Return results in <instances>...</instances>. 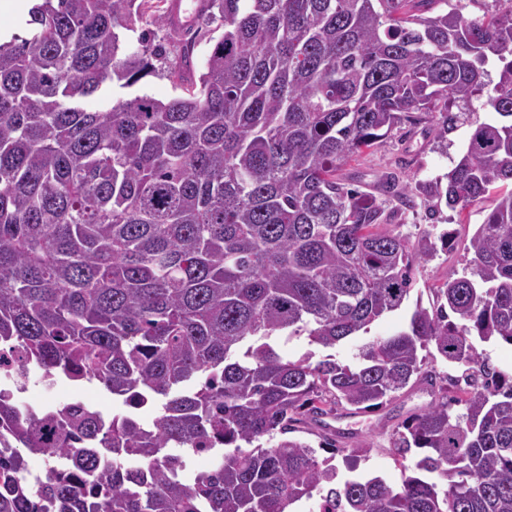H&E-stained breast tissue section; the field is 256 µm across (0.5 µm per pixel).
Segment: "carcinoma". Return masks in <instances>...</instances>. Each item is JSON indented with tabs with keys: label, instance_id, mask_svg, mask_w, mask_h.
I'll return each instance as SVG.
<instances>
[{
	"label": "carcinoma",
	"instance_id": "obj_1",
	"mask_svg": "<svg viewBox=\"0 0 512 512\" xmlns=\"http://www.w3.org/2000/svg\"><path fill=\"white\" fill-rule=\"evenodd\" d=\"M207 2L197 25L220 18L224 33L196 80L194 42H182L169 74L183 94L167 102L133 92L87 108L167 59L145 33L136 49L121 39L138 0H40L27 36L0 44V350L14 356L12 382L37 368L96 381L125 406L161 401L146 425L128 410L37 414L0 393V512H294L317 491L320 512H512V384L475 345H512V190L475 230L473 267L354 362L279 348L368 333L402 308L414 261L437 256L431 232L402 235L394 209L336 177L349 157L427 112L439 145L472 127L448 173L415 187L431 212L512 183V10ZM476 100L499 119L470 121ZM433 349L467 367L466 386L439 387L398 426L401 484L332 485L331 458L368 445H336L322 417L382 406L425 379ZM313 425L319 448L289 437ZM175 448L216 463L186 477ZM32 457L65 464L32 483Z\"/></svg>",
	"mask_w": 512,
	"mask_h": 512
}]
</instances>
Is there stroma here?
Here are the masks:
<instances>
[{"label": "stroma", "instance_id": "obj_1", "mask_svg": "<svg viewBox=\"0 0 512 512\" xmlns=\"http://www.w3.org/2000/svg\"><path fill=\"white\" fill-rule=\"evenodd\" d=\"M429 126L430 118L424 114L402 124L383 146L347 160L339 168V176L355 180L370 197L397 206V198L385 187V177H392L397 187L404 188L444 175L464 148L468 126L449 133L448 148L444 151L433 141ZM493 205V199L488 198L461 213L445 207L434 219L427 202L415 197L413 207L404 209L397 219L400 232L410 237L424 231L436 236L443 234L447 244L440 247L434 260L414 264L413 288L404 310L377 320L370 328L371 335L393 334L416 305L432 303L434 288L453 274L472 267L474 254L469 247L470 238ZM431 400L427 385L419 383L382 407L360 413L343 411L331 425L340 434V444H348L355 437L369 443L368 452L357 462L359 473L376 475L396 484L401 480V468L392 455V436L399 423L425 408Z\"/></svg>", "mask_w": 512, "mask_h": 512}]
</instances>
